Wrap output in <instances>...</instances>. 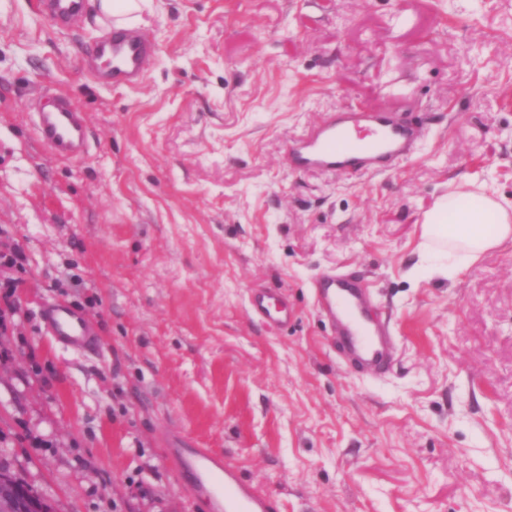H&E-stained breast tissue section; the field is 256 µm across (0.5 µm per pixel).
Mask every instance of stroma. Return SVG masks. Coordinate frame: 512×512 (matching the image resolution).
Wrapping results in <instances>:
<instances>
[{
    "label": "stroma",
    "instance_id": "35a3bbf8",
    "mask_svg": "<svg viewBox=\"0 0 512 512\" xmlns=\"http://www.w3.org/2000/svg\"><path fill=\"white\" fill-rule=\"evenodd\" d=\"M103 21L0 0V467L55 512H208L167 457L221 454L283 512H512V240L430 275L420 227L468 182L512 202V0H152L142 82H95ZM88 118L82 157L38 142L47 96ZM344 107L422 127L371 175L288 165ZM359 273L389 372L352 374L312 282ZM284 296L277 328L250 310ZM49 300L97 324L79 355ZM40 318L48 336L78 353L94 351L99 346V333L86 313L64 301L47 303Z\"/></svg>",
    "mask_w": 512,
    "mask_h": 512
}]
</instances>
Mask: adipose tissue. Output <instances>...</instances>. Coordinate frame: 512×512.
<instances>
[{
  "instance_id": "1",
  "label": "adipose tissue",
  "mask_w": 512,
  "mask_h": 512,
  "mask_svg": "<svg viewBox=\"0 0 512 512\" xmlns=\"http://www.w3.org/2000/svg\"><path fill=\"white\" fill-rule=\"evenodd\" d=\"M421 235L438 247L431 273L450 278L479 254L512 239V210L487 188L455 190L425 214Z\"/></svg>"
}]
</instances>
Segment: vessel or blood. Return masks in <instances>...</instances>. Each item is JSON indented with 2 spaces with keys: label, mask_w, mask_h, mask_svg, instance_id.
Here are the masks:
<instances>
[{
  "label": "vessel or blood",
  "mask_w": 512,
  "mask_h": 512,
  "mask_svg": "<svg viewBox=\"0 0 512 512\" xmlns=\"http://www.w3.org/2000/svg\"><path fill=\"white\" fill-rule=\"evenodd\" d=\"M82 7L83 0H40L41 12L59 29L78 16ZM149 53L150 46L140 33L112 28L93 45L94 58L106 63L94 77L116 87L134 84L143 75ZM87 131L84 113L63 94L53 96L37 116V138L58 158L80 157ZM418 140L416 126L393 113L340 109L299 136L288 151V164L328 174L383 172L415 153ZM313 294L319 312L339 336L350 365L360 373L384 372L390 357L389 338L361 281L349 274H327L315 280ZM251 308L270 323L288 321L287 303L273 295H254ZM40 318L47 335L66 348L85 353L99 346L92 320L67 302L43 305ZM169 457L191 497L206 500L213 512H281L277 499L258 492L237 470L225 466L222 455L182 443L170 449Z\"/></svg>",
  "instance_id": "obj_1"
}]
</instances>
